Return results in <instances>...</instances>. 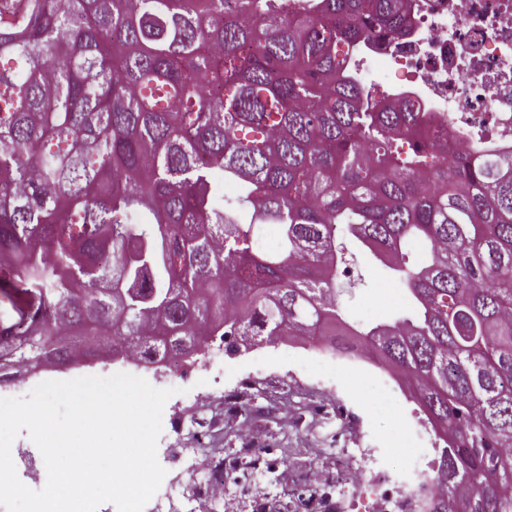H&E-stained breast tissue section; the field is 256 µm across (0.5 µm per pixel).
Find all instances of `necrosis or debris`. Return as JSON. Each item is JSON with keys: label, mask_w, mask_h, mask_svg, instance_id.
<instances>
[{"label": "necrosis or debris", "mask_w": 512, "mask_h": 512, "mask_svg": "<svg viewBox=\"0 0 512 512\" xmlns=\"http://www.w3.org/2000/svg\"><path fill=\"white\" fill-rule=\"evenodd\" d=\"M411 33L361 44L357 65L393 77V95L416 100L448 122V153L478 141L512 150V0H411ZM433 460L420 451L411 473L382 458L362 468L372 488L369 512H421L434 489Z\"/></svg>", "instance_id": "necrosis-or-debris-1"}]
</instances>
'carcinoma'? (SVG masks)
<instances>
[{"label": "carcinoma", "instance_id": "cac0c4a2", "mask_svg": "<svg viewBox=\"0 0 512 512\" xmlns=\"http://www.w3.org/2000/svg\"><path fill=\"white\" fill-rule=\"evenodd\" d=\"M406 2L0 0V382L338 324L443 443L429 512H512V154L358 79ZM340 231L411 301L363 332Z\"/></svg>", "mask_w": 512, "mask_h": 512}]
</instances>
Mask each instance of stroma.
<instances>
[{
  "label": "stroma",
  "mask_w": 512,
  "mask_h": 512,
  "mask_svg": "<svg viewBox=\"0 0 512 512\" xmlns=\"http://www.w3.org/2000/svg\"><path fill=\"white\" fill-rule=\"evenodd\" d=\"M349 265L354 274L340 277L339 301L350 322L364 326L406 306L405 292L381 268L358 256ZM325 343L322 336H288L257 346L264 372L244 391L239 390L235 373L244 369L246 355L225 356L223 386L239 392L235 416L225 414L220 398L192 405V394L201 389V382L184 372L170 374V385L177 390L172 400L194 421L195 429L189 436L170 438L159 459L166 471H177L176 452L181 448H215L223 457H243L239 427L246 418L254 427L256 450L279 463L273 474L255 470L246 477L225 478L220 499L201 493L203 475L185 476L184 488L197 500L194 512H254L259 500L269 512H295L307 475L319 471L333 478L360 468L361 448L384 453L391 468L410 467V451L422 445L416 426L422 414L417 406L408 398L388 402L374 379L356 368L340 370L338 383L319 385L315 373L302 370L293 350H315ZM399 442L408 448V455L397 454Z\"/></svg>",
  "instance_id": "35a3bbf8"
}]
</instances>
